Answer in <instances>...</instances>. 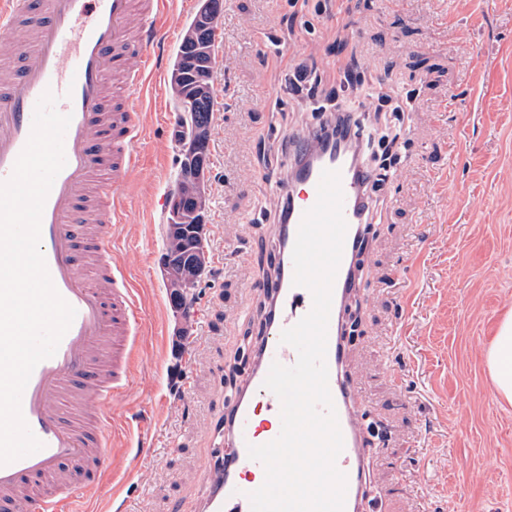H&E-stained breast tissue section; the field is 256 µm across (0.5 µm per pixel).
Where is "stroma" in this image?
<instances>
[{
  "label": "stroma",
  "mask_w": 512,
  "mask_h": 512,
  "mask_svg": "<svg viewBox=\"0 0 512 512\" xmlns=\"http://www.w3.org/2000/svg\"><path fill=\"white\" fill-rule=\"evenodd\" d=\"M199 6L178 0L159 49L165 105L143 111L148 138L121 233L148 322L115 410L153 450L115 448L111 479L122 492L90 501L91 512H172L201 492L185 478L209 445L194 427L234 390L253 332L245 314L262 304L247 285L268 272L256 221L272 211L268 185L292 161L289 133L314 121L288 83L291 59L315 72L318 89L337 88L344 73L411 100L399 159L377 193L383 206L348 346L349 377L390 432L371 472L386 512H512V405L485 365L512 312V0H329L323 11L224 0L212 74L209 262L182 337L160 269L159 199L180 155L170 73ZM273 89L277 97L266 98ZM228 243L249 249L250 262L221 259ZM399 266L407 277L392 280ZM390 367L401 387L390 385Z\"/></svg>",
  "instance_id": "stroma-1"
}]
</instances>
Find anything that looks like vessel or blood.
I'll return each mask as SVG.
<instances>
[{"mask_svg": "<svg viewBox=\"0 0 512 512\" xmlns=\"http://www.w3.org/2000/svg\"><path fill=\"white\" fill-rule=\"evenodd\" d=\"M174 0H0V182L8 180L31 130L37 101L52 92L70 115L66 164L46 198L40 251L59 294L75 309L56 353L33 370L22 414L39 451L0 466V512H83L85 491L109 476L113 448L132 436L107 403L130 386L136 338L145 313L117 243L127 223V190L146 139L140 103L157 73L156 50L174 17ZM293 166L275 180L278 222L266 240L269 273L256 315L249 364L238 386L203 427L211 451L200 472L193 512H251L249 492L264 482L249 458L281 431L279 398L264 380L273 363L294 365L285 329L312 308L294 285L292 253L304 213L317 201L324 171L341 176L347 223L327 330L328 386L344 447L336 465L347 479L344 512H383L369 482L373 447L386 433L370 424L359 388L347 376L345 309L366 268L368 227L362 202L369 181L350 137L312 126L291 135Z\"/></svg>", "mask_w": 512, "mask_h": 512, "instance_id": "vessel-or-blood-1", "label": "vessel or blood"}]
</instances>
